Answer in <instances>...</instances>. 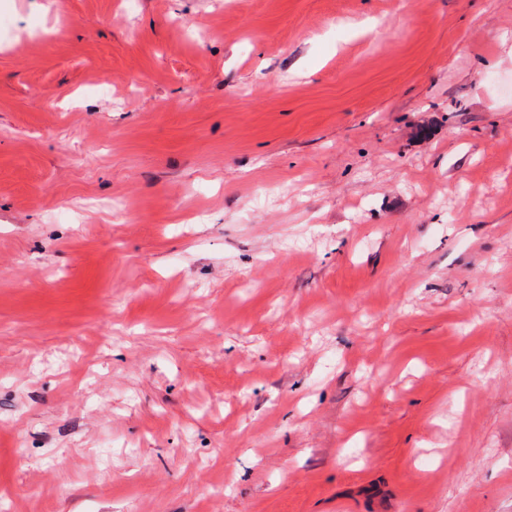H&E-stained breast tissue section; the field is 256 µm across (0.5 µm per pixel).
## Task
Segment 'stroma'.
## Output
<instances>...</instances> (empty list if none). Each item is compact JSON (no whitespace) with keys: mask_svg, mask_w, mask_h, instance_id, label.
<instances>
[{"mask_svg":"<svg viewBox=\"0 0 512 512\" xmlns=\"http://www.w3.org/2000/svg\"><path fill=\"white\" fill-rule=\"evenodd\" d=\"M0 512H512V0H0Z\"/></svg>","mask_w":512,"mask_h":512,"instance_id":"obj_1","label":"stroma"}]
</instances>
